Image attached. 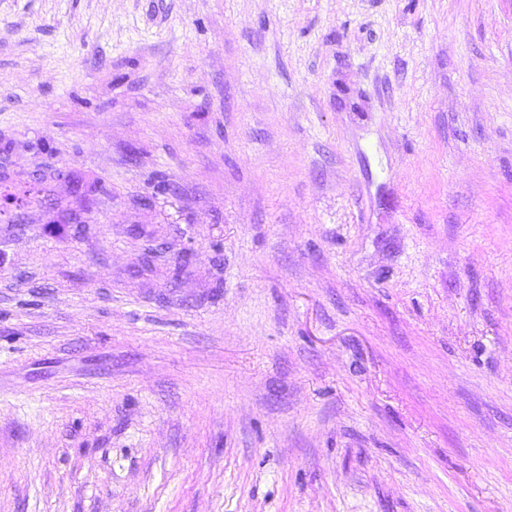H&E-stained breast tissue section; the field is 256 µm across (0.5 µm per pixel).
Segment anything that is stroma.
Here are the masks:
<instances>
[{"mask_svg":"<svg viewBox=\"0 0 512 512\" xmlns=\"http://www.w3.org/2000/svg\"><path fill=\"white\" fill-rule=\"evenodd\" d=\"M0 512H512V0H0Z\"/></svg>","mask_w":512,"mask_h":512,"instance_id":"35a3bbf8","label":"stroma"}]
</instances>
